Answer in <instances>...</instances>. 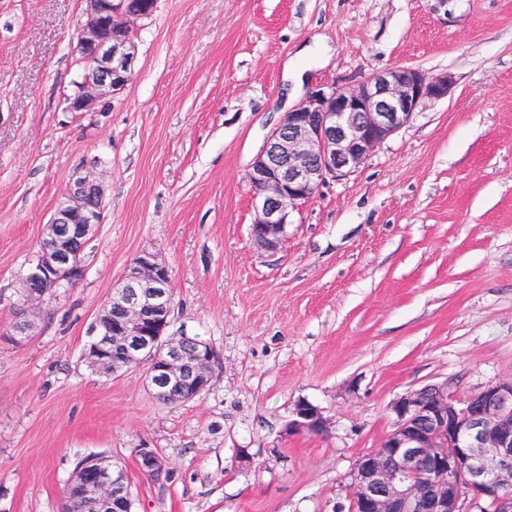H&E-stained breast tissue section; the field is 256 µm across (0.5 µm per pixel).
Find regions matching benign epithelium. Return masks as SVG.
<instances>
[{
	"label": "benign epithelium",
	"mask_w": 512,
	"mask_h": 512,
	"mask_svg": "<svg viewBox=\"0 0 512 512\" xmlns=\"http://www.w3.org/2000/svg\"><path fill=\"white\" fill-rule=\"evenodd\" d=\"M87 19L75 47L81 82L66 99L68 112L95 105L125 88L135 74L134 21L150 17L156 0H86ZM454 77L398 65L364 74L357 83L316 85L267 136L247 171L253 189L251 237L265 250L288 237L293 211L312 201L330 180L355 172L426 103L448 97ZM101 185L88 176L70 184L47 224L23 279V304L45 300L49 290L83 276L79 263L103 220ZM168 267L149 254L132 263L99 315L106 339L87 353L111 375L146 366L154 393L185 402L202 393L214 360L212 347L186 337L165 338L172 313ZM392 429L380 448L361 457L347 487L348 512H512V378L458 396L448 382L423 386L392 406ZM290 434H322L327 419L309 403L296 406ZM140 471L168 474L155 448L137 450ZM83 512H120L131 498L127 476L104 455L77 465L68 482Z\"/></svg>",
	"instance_id": "1"
}]
</instances>
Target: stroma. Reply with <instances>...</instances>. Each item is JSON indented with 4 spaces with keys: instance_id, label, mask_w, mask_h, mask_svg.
Listing matches in <instances>:
<instances>
[{
    "instance_id": "obj_1",
    "label": "stroma",
    "mask_w": 512,
    "mask_h": 512,
    "mask_svg": "<svg viewBox=\"0 0 512 512\" xmlns=\"http://www.w3.org/2000/svg\"><path fill=\"white\" fill-rule=\"evenodd\" d=\"M84 0H0V512H61L83 456L125 471L134 512H337L408 391L512 377V0H157L135 75L66 111ZM395 65L448 72L354 173L250 236L247 170L311 85ZM78 175L104 190L82 279L9 334L21 279ZM172 277L168 338L217 352L163 404L104 377L90 328L143 253ZM327 435L287 431L299 402ZM157 449L168 478L138 468Z\"/></svg>"
}]
</instances>
